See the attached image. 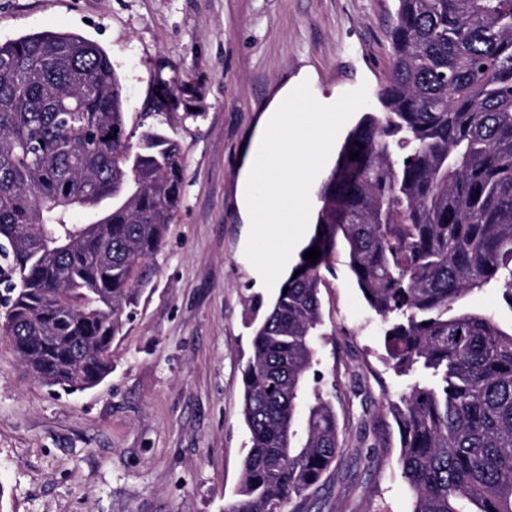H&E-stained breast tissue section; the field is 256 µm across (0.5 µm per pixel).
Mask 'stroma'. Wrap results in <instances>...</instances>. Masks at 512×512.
<instances>
[{"mask_svg":"<svg viewBox=\"0 0 512 512\" xmlns=\"http://www.w3.org/2000/svg\"><path fill=\"white\" fill-rule=\"evenodd\" d=\"M395 0H0V42L73 32L110 56L129 97L127 131L150 121L185 153L181 203L138 310L112 344V372L84 391L47 387L0 335V512H225L249 433L242 415L249 322L273 297L244 255L242 175L283 87L323 104L390 63ZM179 87L154 113L159 85ZM337 246L322 271L320 383L340 451L304 512H412L388 411L404 380L383 324Z\"/></svg>","mask_w":512,"mask_h":512,"instance_id":"1","label":"stroma"}]
</instances>
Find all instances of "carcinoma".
Returning <instances> with one entry per match:
<instances>
[{
  "label": "carcinoma",
  "mask_w": 512,
  "mask_h": 512,
  "mask_svg": "<svg viewBox=\"0 0 512 512\" xmlns=\"http://www.w3.org/2000/svg\"><path fill=\"white\" fill-rule=\"evenodd\" d=\"M396 2L382 111L347 135L319 191L307 247L321 257L299 255L256 326L250 447L227 512H287L339 452L334 407L310 380L320 269L340 241L389 364L409 378L394 418L412 512H512V332L462 308L489 285L512 307V0ZM126 123L96 42L0 43V332L49 387L110 374L181 200L180 143L149 126L134 144Z\"/></svg>",
  "instance_id": "cac0c4a2"
}]
</instances>
